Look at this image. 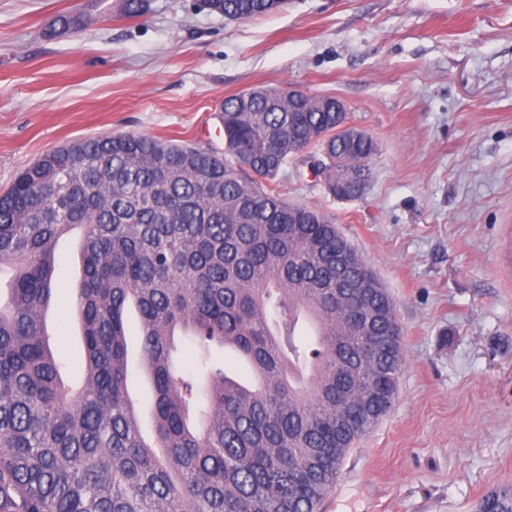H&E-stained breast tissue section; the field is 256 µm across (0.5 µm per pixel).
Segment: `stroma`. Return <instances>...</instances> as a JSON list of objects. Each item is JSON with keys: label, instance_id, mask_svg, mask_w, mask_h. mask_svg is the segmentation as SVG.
Returning a JSON list of instances; mask_svg holds the SVG:
<instances>
[{"label": "stroma", "instance_id": "35a3bbf8", "mask_svg": "<svg viewBox=\"0 0 512 512\" xmlns=\"http://www.w3.org/2000/svg\"><path fill=\"white\" fill-rule=\"evenodd\" d=\"M0 0V191L47 151L134 134L224 146V98L342 100L377 144L363 192L308 158L268 186L326 215L392 295L398 396L318 512H474L512 484V0H288L231 21L201 0ZM77 26L54 30L58 16ZM74 242L45 326L80 378Z\"/></svg>", "mask_w": 512, "mask_h": 512}]
</instances>
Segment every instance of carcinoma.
<instances>
[{
	"label": "carcinoma",
	"instance_id": "obj_1",
	"mask_svg": "<svg viewBox=\"0 0 512 512\" xmlns=\"http://www.w3.org/2000/svg\"><path fill=\"white\" fill-rule=\"evenodd\" d=\"M267 0H203L229 20ZM224 151L133 134L53 149L0 194V512H317L341 463L391 408L404 365L395 304L336 225L264 190L292 150L358 196L371 137L336 134V102L288 90L224 98ZM80 234L74 390L43 316L61 239ZM141 322L153 436L129 396L125 312ZM233 348L244 383L207 369L189 421L176 331ZM476 512H512V485Z\"/></svg>",
	"mask_w": 512,
	"mask_h": 512
}]
</instances>
